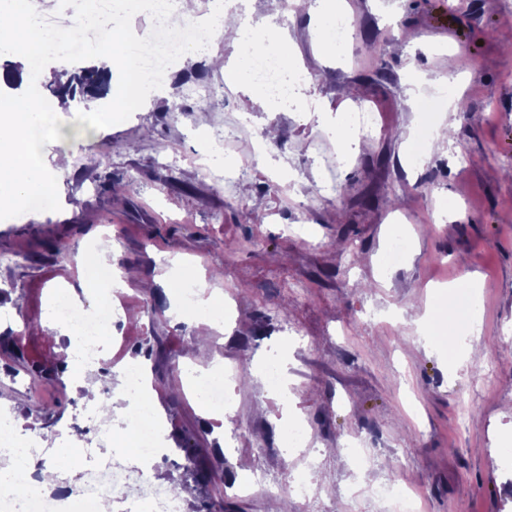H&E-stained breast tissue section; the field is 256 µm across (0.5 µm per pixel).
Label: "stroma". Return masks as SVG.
<instances>
[{
  "label": "stroma",
  "mask_w": 512,
  "mask_h": 512,
  "mask_svg": "<svg viewBox=\"0 0 512 512\" xmlns=\"http://www.w3.org/2000/svg\"><path fill=\"white\" fill-rule=\"evenodd\" d=\"M314 10V0H300L284 27L292 65L312 77L290 104L275 106L245 82L226 85L224 68L239 49L218 39L117 126L74 141L60 132L91 121L89 101L51 113L41 164L56 184L52 203L23 222L0 221V254L18 257L0 266V279L12 284L0 306L16 309L25 325L12 338L24 350L13 371L29 376L34 362L58 368L65 346L44 315L88 243L105 238L115 265L136 272L114 296L126 321L107 367L126 369L141 344L164 342L150 362L167 458L147 471L149 480L180 479L191 459L211 473L193 508L205 500L268 512L284 500L288 512H383L346 495L356 479L397 481L417 495L418 512H512V486L501 476L502 459L512 455V0H342L355 31L333 55L319 46ZM409 30L417 43L406 41ZM452 69L462 76L455 84ZM198 83L213 84L215 94L184 103L183 90ZM412 90L418 101L444 106L453 96L467 109L421 166L408 158L422 123L408 104ZM359 100L376 112V133L362 145L349 141L351 163L325 167L320 130ZM216 126L233 127L238 138L229 168L248 142L265 141L264 157L230 187L193 161ZM63 152L81 158V168L58 167ZM285 158L298 176L283 188L269 185ZM107 177L121 196L103 191ZM329 183L339 196L325 193ZM404 229L409 253L384 270L390 241ZM33 250L39 259L27 260ZM176 254L192 264L185 281L203 276L239 303L192 360L204 366L219 351L246 377L277 356L287 397L242 387L235 408L215 419L185 392L171 363L187 356L194 316H170L165 291L140 287ZM449 286L474 300L453 319L454 335L471 336L454 352L415 324L420 310L442 307L438 295ZM288 323L298 335L284 333ZM30 378L24 389L0 374V406L9 407L18 441L32 437L48 448L38 463L51 468L66 444L60 424L80 395L68 374ZM287 415L305 419L319 469L295 466L283 436ZM354 437L364 439L369 466L348 454ZM244 468L289 482L273 494H238L231 484ZM311 482L319 500L299 503L292 484Z\"/></svg>",
  "instance_id": "obj_1"
}]
</instances>
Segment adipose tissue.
I'll return each instance as SVG.
<instances>
[{
  "label": "adipose tissue",
  "mask_w": 512,
  "mask_h": 512,
  "mask_svg": "<svg viewBox=\"0 0 512 512\" xmlns=\"http://www.w3.org/2000/svg\"><path fill=\"white\" fill-rule=\"evenodd\" d=\"M232 7L230 0H213L209 14L197 20V40L189 46L184 59H195L204 45L218 36L231 37L240 48L234 67L225 69L226 82L237 84L250 80L265 55L269 38H276L281 51H288L284 30L266 20H255L254 0H239ZM0 27L16 33V40L1 49L22 57L27 65L37 67L47 57H54L59 66L69 63L68 41L43 28L33 14L29 0H7L0 7ZM131 37L119 24L103 27L94 47L86 57L112 73V100L108 107L93 114L95 128L120 122L129 108L143 95L142 77L130 54ZM46 120L44 108L35 102H23L0 94V195L22 203L31 197H52L55 185L40 164V132ZM67 367L85 403L98 406L100 416L130 408L152 409L151 390L136 397L123 388H114L111 403L101 402L103 386L112 382L108 373H99L95 366L68 360Z\"/></svg>",
  "instance_id": "adipose-tissue-1"
}]
</instances>
